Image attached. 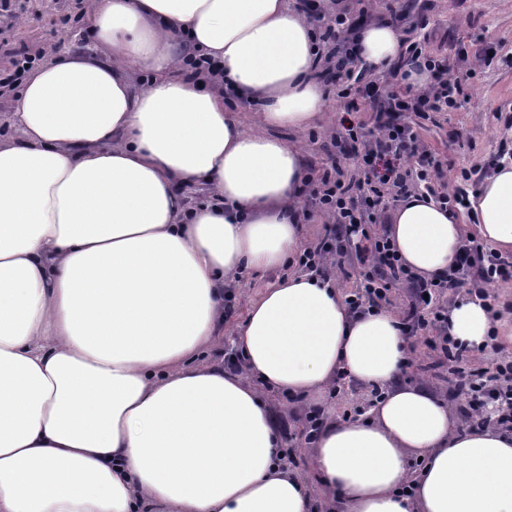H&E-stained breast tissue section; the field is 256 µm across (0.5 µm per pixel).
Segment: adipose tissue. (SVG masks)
I'll return each mask as SVG.
<instances>
[{
	"label": "adipose tissue",
	"mask_w": 512,
	"mask_h": 512,
	"mask_svg": "<svg viewBox=\"0 0 512 512\" xmlns=\"http://www.w3.org/2000/svg\"><path fill=\"white\" fill-rule=\"evenodd\" d=\"M87 3L94 45L32 67L0 136V512H319L260 392L319 400L340 372L383 395L363 418L321 421L328 512H512V437L459 430L444 399L401 384L411 341L394 313L353 312L291 272L237 327L244 374L207 358L225 284L302 245L304 159L278 131L312 126L326 93L294 0ZM352 41L378 72L402 51L385 19ZM179 46L261 102L264 131L245 132ZM195 186L207 197L187 204ZM471 207L479 239L512 251V165ZM464 234L419 193L387 226L425 278L447 273ZM492 330L482 301L448 310L469 348Z\"/></svg>",
	"instance_id": "obj_1"
}]
</instances>
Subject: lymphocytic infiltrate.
Returning a JSON list of instances; mask_svg holds the SVG:
<instances>
[{
    "label": "lymphocytic infiltrate",
    "mask_w": 512,
    "mask_h": 512,
    "mask_svg": "<svg viewBox=\"0 0 512 512\" xmlns=\"http://www.w3.org/2000/svg\"><path fill=\"white\" fill-rule=\"evenodd\" d=\"M319 39L329 51L321 74L336 87L340 98L351 94L367 99L372 112L371 128L339 124L327 137L330 162L307 173L309 208L303 216L318 212L329 217L324 240L301 249L296 263L302 271L332 281L346 260H355L362 270L358 287L346 297L354 310L380 308L389 302L394 287L410 291V300L400 313L409 333L426 332L429 343L448 363L453 392L461 401L466 428L483 427V406L497 407L495 425L512 433V355L498 352L487 367L474 368V350L463 347L447 333L446 294L471 282V296L484 300L488 289L506 280L512 263L467 237L448 275L422 280L408 271L394 246L374 230L387 201H397L420 190L457 213L480 183L476 172L464 171L452 186L438 190L432 176L441 175V156L420 139L419 121L434 114L458 110L466 101L464 76L456 61L437 59L424 53L419 41H404V53L393 67L376 74L359 65L350 37L354 26L346 14L326 17L308 10ZM427 68L434 81L417 89L406 82L411 69Z\"/></svg>",
    "instance_id": "lymphocytic-infiltrate-1"
}]
</instances>
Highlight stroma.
<instances>
[{
    "label": "stroma",
    "mask_w": 512,
    "mask_h": 512,
    "mask_svg": "<svg viewBox=\"0 0 512 512\" xmlns=\"http://www.w3.org/2000/svg\"><path fill=\"white\" fill-rule=\"evenodd\" d=\"M19 10L0 15V72L11 71L16 54L43 51L44 55L74 51L83 42L92 41L94 32L84 18V0H18ZM354 11L372 8L376 15L387 16L395 6L402 7L406 18L399 25L401 33L412 31L416 17H425L428 25L417 31L422 48L434 57L457 59L460 70L474 69L467 84L469 101L454 112L441 113L436 123L422 129L424 143L441 154L447 165L442 181H454L464 169L484 167L501 138H512V126L504 123L512 117V66L475 67L476 55L493 47L512 55V0H349ZM371 117L367 104L350 103L336 96L335 86H328L326 100L317 121L303 131L281 129V138L299 148L306 165L321 166L326 160L325 141L340 122L366 125ZM471 133L472 146H453L455 133ZM287 268L243 271L240 286L234 291L230 313L224 318V346L232 348L234 333L249 303L269 284L287 275ZM410 363L401 381L408 385H427L442 395H450L448 373L439 369V353L425 340L414 337ZM270 401L280 413L288 434L284 447L294 449L293 466L317 485L307 445L302 444V414L294 410L290 398L271 395Z\"/></svg>",
    "instance_id": "stroma-1"
}]
</instances>
